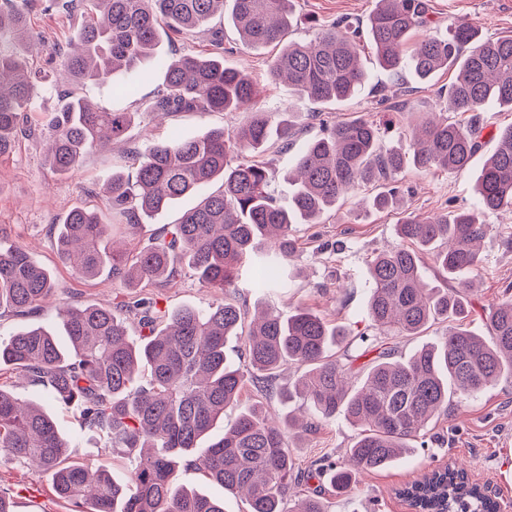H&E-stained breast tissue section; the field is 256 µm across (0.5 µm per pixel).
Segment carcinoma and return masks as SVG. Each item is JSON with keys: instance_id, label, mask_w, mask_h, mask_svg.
<instances>
[{"instance_id": "obj_1", "label": "carcinoma", "mask_w": 512, "mask_h": 512, "mask_svg": "<svg viewBox=\"0 0 512 512\" xmlns=\"http://www.w3.org/2000/svg\"><path fill=\"white\" fill-rule=\"evenodd\" d=\"M243 44L281 50L271 64L275 80L313 103L343 102L365 90L369 80L358 52L362 31L347 22L317 27L308 42L288 41L293 0H50V7L81 10L80 27L61 53L71 85L60 105L41 121L46 158L61 174L75 169L89 152L124 138L134 113L103 108L77 92L81 85L108 80L123 95L135 84L127 77L158 60L161 33L191 35L224 15ZM0 6V157L9 153L28 125L37 83L45 71L34 63L38 43L29 19L31 0ZM426 0H376L366 31L379 65L398 75L410 69L420 80L441 69L456 70L448 89V111L466 115L450 121L433 115L422 121L409 148H385L379 128L363 115L327 120L311 113L325 133L294 157L288 205L277 202L272 174L255 155L275 138L282 153L299 131L290 121L274 122V111L257 105L259 91L248 73L224 65V33H211L217 52L159 60L164 84L149 111L235 112L252 106L248 122L208 130L197 137H171L129 157L128 172H114L103 184L112 212L127 225L155 216L214 181L220 187L163 228L154 243L132 255L109 240L101 215L81 207L53 222L57 254L84 278L109 268L125 288H146L187 274L224 299L205 307L164 310L151 298L128 306L137 317L131 335L126 318L110 305L66 306L60 331L30 326L0 340V370L7 369L50 396L76 408L83 430L126 459L118 481L92 469L42 408L0 387V461H23L54 475L57 495L72 512H224V500L203 488L176 483L181 470H196L224 491L243 495L249 512H326L322 500L305 496L285 507L298 484L290 435L316 429L338 414L361 428L343 461H317L332 472L336 493L352 489L358 477L391 466L425 441L428 426L448 408V388L479 394L512 375V296L504 295L486 317L489 337L464 323L474 280L481 277V243L489 232L484 211L512 212V126L477 177V205L434 217L408 216L397 234L413 247L397 246L369 264L368 314L379 331L373 341L415 336L430 325L448 323L436 346L407 358L389 357L380 347L360 388L350 382L353 360L329 354L346 335L307 306L283 319L267 311L247 320L235 300L237 266L252 259L253 287L283 288V264L296 250L295 224H316L341 198L365 184L388 181L411 165L456 173L480 149L488 104L512 108V36L481 40L476 23L450 24L448 34H431L407 53L411 33L427 26ZM454 288L424 282L422 254ZM55 288L51 271L20 246L0 245V315L38 313ZM241 344L263 392L286 365L305 368L282 401L297 396L307 420L273 417L260 401L241 408L224 434L211 437L224 410L239 403L244 375L224 354L226 341ZM415 512H499V504L478 492L462 468L403 490Z\"/></svg>"}]
</instances>
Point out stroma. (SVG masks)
<instances>
[{
	"label": "stroma",
	"instance_id": "1",
	"mask_svg": "<svg viewBox=\"0 0 512 512\" xmlns=\"http://www.w3.org/2000/svg\"><path fill=\"white\" fill-rule=\"evenodd\" d=\"M298 22L288 33L289 39L308 40L313 36L309 21L331 24L346 18L365 23L376 6V0H294ZM429 17L435 28L447 30L458 20L475 22L488 39L512 35V0H427ZM46 0H35L31 24L47 49L39 64L47 74L48 86L39 88L32 123H39L43 113L57 106L59 91L56 80L58 56L49 47L62 40L80 25L79 13L49 11ZM224 30V62L249 73L256 82L262 104L283 109L296 105L292 121L299 129L297 146L321 135L322 129L310 119L319 110L344 120L365 115L378 125L385 145L406 143L412 127L425 113L445 109L444 89L453 82L454 70H442L426 81L411 72L396 75L381 69L368 40L360 42L362 63L371 77L370 86L359 96L342 103L322 106L307 102L297 104L295 96L282 83L273 81L269 65L276 47L252 49L243 46L230 20L216 19ZM164 82L162 69L152 66L142 70L134 95L125 97L112 91L109 84H85L81 92L99 105L125 109L135 120L121 143L87 154L77 169L61 175L49 165L44 154L45 138L41 135L16 141L12 152L0 157V242L19 245L32 253L50 269L56 282L54 295L32 320L0 318V339L36 323L56 327L57 311L63 305L109 304L119 306L134 301L136 296L151 297L171 308L184 304L204 306L221 293L208 288L195 278L184 277L177 282L156 283L141 293L120 287L108 273L85 279L65 267L58 259L50 228L53 220L81 206L98 212L105 222H112V211L100 193L103 180L115 171L127 168L126 156L144 151L148 145L171 135L195 136L207 130L229 128L242 124L247 109L223 112H177L159 122L147 107ZM488 126L483 133V146L469 167L449 174L440 170L423 172L406 167L395 178L402 184L403 200L394 207L377 210L371 207L374 189L362 188L357 195L340 200L323 223L298 224L294 227L297 253L288 262L290 281L287 288L264 293L250 286L251 263L243 261L235 282L236 298L248 311L272 308L289 315L306 305L327 323L343 327L349 334L350 348L336 346L335 355L354 356L353 371L363 377L378 355L375 345L361 344L360 335H372L368 316L371 283L368 263L377 253L396 246L399 238L395 226L408 212L426 216L444 210L470 208L476 202L475 184L484 161L497 147V133L512 125V111L489 106ZM198 195H189L167 211L144 219L136 232L128 234L127 246L138 250L149 246L158 231L176 223L183 212L195 206ZM481 219L491 232L481 247L483 274L473 291V310L468 327L486 334L485 310L502 296L506 285H512V245L503 234L512 226V215L487 211ZM0 383L26 400L44 404L56 418L65 437L77 444L83 458L101 466L114 476L124 474L122 458L101 447L78 425L73 409L49 400L46 392L27 387L11 371L0 374ZM435 431L438 442L416 449L408 459L393 468L361 475L358 483L345 496H337L325 478L299 482L297 491L317 494L329 503V512H411L395 494L396 489L420 478L424 473L453 462L464 468L469 478L485 485L500 502L505 512H512V377L501 378L494 386L473 397L450 396L448 409L439 417ZM358 430L344 416L322 423L315 431L290 439L295 463L307 469L310 462L329 456L340 458L351 447ZM0 490L8 492L15 512H69L68 505L55 493L48 472L26 464L0 463Z\"/></svg>",
	"mask_w": 512,
	"mask_h": 512
}]
</instances>
